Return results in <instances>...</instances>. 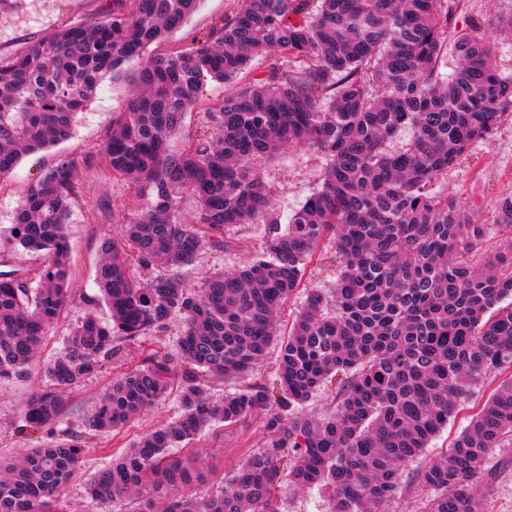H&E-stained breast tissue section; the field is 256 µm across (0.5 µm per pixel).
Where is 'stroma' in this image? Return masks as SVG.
<instances>
[{
	"label": "stroma",
	"mask_w": 512,
	"mask_h": 512,
	"mask_svg": "<svg viewBox=\"0 0 512 512\" xmlns=\"http://www.w3.org/2000/svg\"><path fill=\"white\" fill-rule=\"evenodd\" d=\"M235 9L234 0H200L197 11L177 32L149 46L148 52L160 55L174 49L192 47L197 36L221 24ZM112 0H24L22 6L0 17V56L13 55L40 41L66 24L89 23L110 13ZM512 15V0H448L449 34L470 33L489 36L498 18ZM131 89L124 78L104 77L93 101L79 114L72 138L68 141L24 155L7 177L0 179V226H9L30 187L64 156L78 161L79 197L68 218L69 242L74 275L72 297L61 319L49 330L38 358L18 375L0 380V460L9 461L25 449L62 438L64 431H79L83 417L109 388L116 374L134 367L141 360L140 348L148 341L175 351L183 326L182 315L171 317L163 331H150L139 341L121 343L119 352L101 373L77 387L68 403L59 427L43 433L20 428V413L26 399L48 385L45 374L52 360L74 327L88 313L108 319L109 311L97 286V268L101 260V242L115 231L134 210L146 207L140 195L122 178L113 176L99 156L103 138L112 125L114 113L124 111ZM324 160L313 150L299 147L282 151L263 166V176L272 188L275 212L280 224L300 208L318 188ZM449 194L475 203L482 221H491L499 197L512 195V117L506 118L491 143L474 147L470 156L448 176ZM236 235L244 246L217 252L203 248L193 263L185 267L187 282L198 283L218 269L233 270L258 253L266 235L265 224H245ZM181 403L177 393H170L129 422L119 434L100 433L90 440V450L65 489L59 503L61 512H112L111 505L88 496L87 478L106 466L113 454L121 452L138 436L154 426L178 416ZM474 412L466 403L451 418L447 429L430 443L424 455L404 468L397 495L388 503V512H409L421 495L416 479L418 470L450 448L468 425ZM267 434L260 421L233 427L216 425L191 442L199 452V469L204 480L197 487L207 496L222 487V476L235 469L254 449L263 447ZM493 465L500 473L484 486L489 512H512V445L493 449Z\"/></svg>",
	"instance_id": "35a3bbf8"
}]
</instances>
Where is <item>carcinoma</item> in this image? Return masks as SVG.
Returning a JSON list of instances; mask_svg holds the SVG:
<instances>
[{"mask_svg":"<svg viewBox=\"0 0 512 512\" xmlns=\"http://www.w3.org/2000/svg\"><path fill=\"white\" fill-rule=\"evenodd\" d=\"M200 0H112V13L74 24L0 58V179L28 152L60 144L102 77L124 63L132 87L112 119L101 157L112 174L147 195V206L105 239L97 283L110 320L86 316L46 367L51 385L34 393L26 429L59 422L67 390L97 373L118 343L172 315L184 319L178 352L144 353L112 378L85 418L88 432L115 433L159 401L173 381L182 412L112 456L89 493L131 512H280L282 480L318 487L330 512H385L406 463L420 456L487 378L500 379L477 405L448 453L419 475L411 512H488L477 483L496 478L491 449L512 441V195L493 222L448 194L451 171L512 116V75L477 35L449 39L448 0H236L224 22L187 50L148 47L181 29ZM270 57L265 70L251 62ZM453 71L443 77L446 57ZM232 85L202 109L207 134L175 150L171 140L206 77ZM404 127L402 150L390 142ZM325 160L319 188L286 227L274 212L262 161L290 147ZM77 162L60 159L33 185L6 244L43 256L37 285L0 274V379L38 354L70 297L67 218L78 198ZM196 208L191 222L182 199ZM269 225L261 254L197 285L180 277L203 244L223 252L237 224ZM505 247L481 250L492 228ZM328 242L333 287L302 289L304 261ZM158 270L132 280L130 262ZM304 299L280 341L276 378L215 400L202 378L244 376L266 358L291 296ZM336 412L298 413L326 386ZM259 418L266 446L224 476L207 498L189 492L196 454L168 451L221 422ZM88 452L82 433L0 463V512H59V497Z\"/></svg>","mask_w":512,"mask_h":512,"instance_id":"1","label":"carcinoma"}]
</instances>
